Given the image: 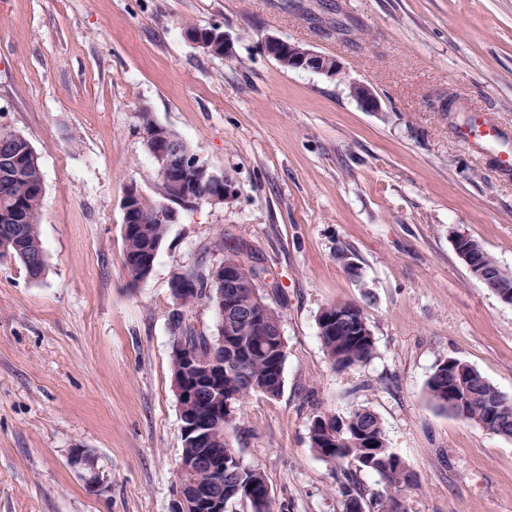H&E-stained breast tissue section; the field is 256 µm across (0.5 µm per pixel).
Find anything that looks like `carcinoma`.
Instances as JSON below:
<instances>
[{"label": "carcinoma", "instance_id": "1", "mask_svg": "<svg viewBox=\"0 0 512 512\" xmlns=\"http://www.w3.org/2000/svg\"><path fill=\"white\" fill-rule=\"evenodd\" d=\"M17 162L25 168L19 177H8L0 168V237L9 239L22 234V249L0 251V258L20 261L30 276L38 278L44 271L45 254L39 237L43 194L40 193L43 174L39 158L28 152L24 140L15 144ZM159 199L140 196L136 200L138 223L152 226V237L163 242L167 225L157 222V213L166 202L164 187H159ZM218 250L224 259L245 264L248 274L258 272V258L247 245H233L219 240ZM481 260L489 282L486 286L494 292L512 294V277L501 274L496 261L480 249ZM342 329L331 333L323 323H318L319 338L328 362L336 369H354L369 363L374 356L375 342L364 309L351 302L338 301L329 307ZM253 337L235 336L230 346L224 348V361L240 364V372L224 378V398L239 402L243 397L258 392L269 397L279 396L283 383V367L287 357L284 348L269 346L255 349ZM429 401L435 408L456 417L473 420L487 430L512 437V403L490 384L476 369L457 358L440 361L426 383ZM310 442L319 457L336 468L338 492L345 512H352L350 501L364 496L359 492L352 469L375 475L384 484L385 492L371 505L378 510L387 500H397L412 482V475L396 477L403 464L401 457L392 451L379 417L369 409H357L346 417L322 414L313 418ZM236 427V413H224V426L219 430L218 447L224 455L237 459L238 455L228 440L229 430ZM250 486L259 492L268 486L264 472L243 463L233 465L224 472V487Z\"/></svg>", "mask_w": 512, "mask_h": 512}]
</instances>
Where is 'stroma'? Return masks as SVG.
<instances>
[{
    "instance_id": "1",
    "label": "stroma",
    "mask_w": 512,
    "mask_h": 512,
    "mask_svg": "<svg viewBox=\"0 0 512 512\" xmlns=\"http://www.w3.org/2000/svg\"><path fill=\"white\" fill-rule=\"evenodd\" d=\"M211 26L229 56L185 37ZM268 35L343 71L285 69ZM353 80L381 111L359 107ZM144 110L233 194L181 211L136 281L122 200L159 182ZM0 128L39 156L46 260L35 279L0 259V512H171V281L221 261V239L267 267L282 315L283 389L241 399L230 435L274 512H344L309 429L360 408L413 474L405 512H512V438L426 395L452 357L512 400V305L455 250L469 237L512 275V170L498 164L512 155V0H0ZM339 301L363 307L375 338L355 370L334 369L318 336ZM78 448L99 490L73 468ZM349 92L351 97L367 112L381 111V100L370 84L352 81L349 83Z\"/></svg>"
}]
</instances>
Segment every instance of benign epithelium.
Here are the masks:
<instances>
[{"instance_id": "benign-epithelium-1", "label": "benign epithelium", "mask_w": 512, "mask_h": 512, "mask_svg": "<svg viewBox=\"0 0 512 512\" xmlns=\"http://www.w3.org/2000/svg\"><path fill=\"white\" fill-rule=\"evenodd\" d=\"M264 48L275 53L280 59H288L291 69L312 70L330 77L342 71L341 63L333 56L302 48L296 43L269 35L263 41ZM351 97L368 112L381 111L382 105L374 88L362 81L349 83ZM146 150L154 159L160 179L172 193V199L185 208H199L213 204L220 198L232 195L231 183L224 174L211 171L200 163L195 155L183 147V139L172 129L165 127L156 131L155 136L145 140ZM213 187L217 193L201 191L199 187ZM141 194L138 186L130 185L122 203L124 213L123 234L147 233L146 226L135 223V200ZM159 245H148L137 259L130 261L129 269L136 280L147 278L152 272ZM478 247L472 246L458 252L460 259L470 273L478 280L484 275L477 264ZM195 277H204L209 283L207 297L201 303L214 309L217 315L218 331L210 335L209 352L205 356L189 348L182 338V330L190 323V309L184 304L187 282L191 276L180 272L171 283L173 304L169 313V324L173 332V350L180 357L182 367L173 375V386L178 399L184 445L192 451L180 456L179 479L176 488L173 512H224V494L208 484H199L193 478L195 470L206 465L216 475L224 474L229 463L224 453L211 449L214 431L224 425V375L234 374L231 364L224 362V337L238 336L239 314L234 309L232 296L238 288H250L254 293V305L247 314V320L256 336L268 335L264 327L262 311L269 305L263 294L266 281L253 278L232 260H223L208 268L197 270Z\"/></svg>"}]
</instances>
